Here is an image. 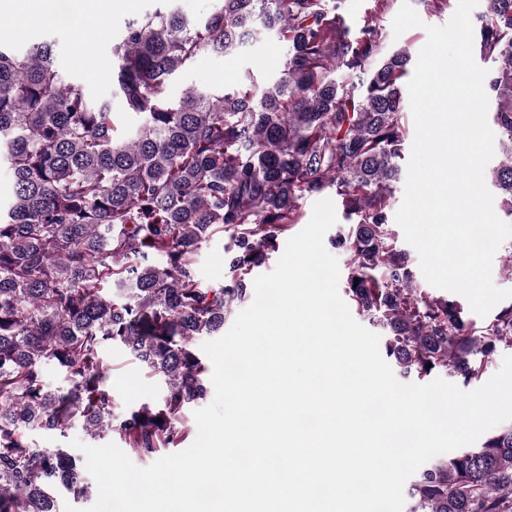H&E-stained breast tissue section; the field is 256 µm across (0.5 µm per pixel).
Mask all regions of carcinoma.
Returning <instances> with one entry per match:
<instances>
[{
	"mask_svg": "<svg viewBox=\"0 0 512 512\" xmlns=\"http://www.w3.org/2000/svg\"><path fill=\"white\" fill-rule=\"evenodd\" d=\"M344 2L222 0L197 23L162 8L129 22L110 82L141 121L123 141L110 103L63 81L54 43L22 54L0 43V165L12 179L0 202V512H58L55 485L77 500L88 493L75 459L28 433L81 421L146 456L184 440L177 422L206 393L194 340L250 297L252 270L299 222L306 194L341 199L350 226L332 244L348 257L347 304L387 332L383 356L402 379L445 371L470 386L512 347V306L478 323L458 297L412 286L388 213L411 54L383 52L371 24L350 36ZM473 30L501 134L490 178L512 218V0H487ZM265 36L288 53L261 93L239 82L170 96L169 76L199 54L231 56ZM218 232L229 242L224 284L212 288L192 265ZM112 284L123 293L105 295ZM108 346L166 384L163 404L112 415ZM45 364L66 386L46 384ZM408 498L407 512H512V425L437 456Z\"/></svg>",
	"mask_w": 512,
	"mask_h": 512,
	"instance_id": "1",
	"label": "carcinoma"
}]
</instances>
